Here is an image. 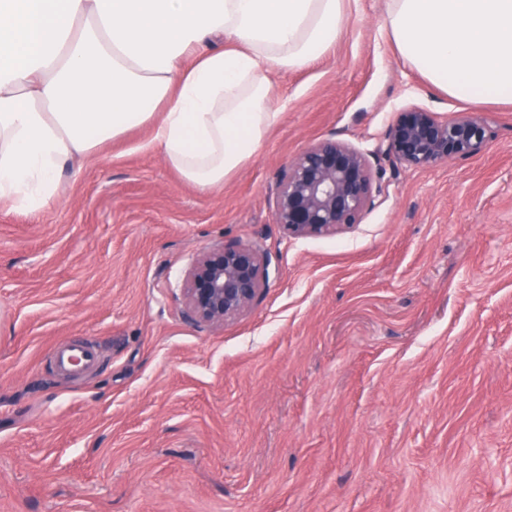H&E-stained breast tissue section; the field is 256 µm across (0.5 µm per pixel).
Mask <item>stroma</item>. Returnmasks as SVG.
<instances>
[{
    "mask_svg": "<svg viewBox=\"0 0 512 512\" xmlns=\"http://www.w3.org/2000/svg\"><path fill=\"white\" fill-rule=\"evenodd\" d=\"M335 47L271 77L280 116L203 191L131 129L0 207V512H512V103L448 96L398 54L387 0H346ZM480 113L476 155L410 168L398 112ZM333 138L385 191L358 224L274 219L294 158ZM254 242L269 278L221 325L182 284ZM99 362L53 370L59 344Z\"/></svg>",
    "mask_w": 512,
    "mask_h": 512,
    "instance_id": "1",
    "label": "stroma"
}]
</instances>
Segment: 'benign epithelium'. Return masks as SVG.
<instances>
[{"mask_svg":"<svg viewBox=\"0 0 512 512\" xmlns=\"http://www.w3.org/2000/svg\"><path fill=\"white\" fill-rule=\"evenodd\" d=\"M490 122L477 113L440 119L428 110H402L389 131V151L412 168L450 156H472L487 143ZM367 155L343 142L323 139L302 151L280 184L274 217L294 237L330 235L357 223L381 195ZM267 278L256 243L209 247L190 267L182 291L190 317L222 324L247 309Z\"/></svg>","mask_w":512,"mask_h":512,"instance_id":"obj_1","label":"benign epithelium"}]
</instances>
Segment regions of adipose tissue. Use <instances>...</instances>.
Instances as JSON below:
<instances>
[{"mask_svg": "<svg viewBox=\"0 0 512 512\" xmlns=\"http://www.w3.org/2000/svg\"><path fill=\"white\" fill-rule=\"evenodd\" d=\"M387 14L433 87L512 102V0H388ZM344 17V0H0V205L45 208L69 162L144 124L184 179L223 186L280 115L270 73L330 51Z\"/></svg>", "mask_w": 512, "mask_h": 512, "instance_id": "adipose-tissue-1", "label": "adipose tissue"}]
</instances>
